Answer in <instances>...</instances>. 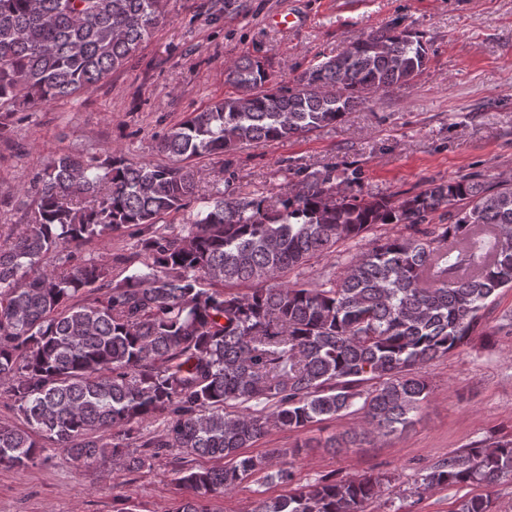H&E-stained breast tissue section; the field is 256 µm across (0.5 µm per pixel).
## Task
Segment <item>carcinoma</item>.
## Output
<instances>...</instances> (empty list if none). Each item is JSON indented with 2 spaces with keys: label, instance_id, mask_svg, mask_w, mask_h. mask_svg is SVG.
Masks as SVG:
<instances>
[{
  "label": "carcinoma",
  "instance_id": "1",
  "mask_svg": "<svg viewBox=\"0 0 512 512\" xmlns=\"http://www.w3.org/2000/svg\"><path fill=\"white\" fill-rule=\"evenodd\" d=\"M168 0H0V141L6 120L93 89L122 67L167 16ZM428 48L390 27L307 68L294 86L268 87L262 60L224 65L235 93L166 132L172 164L120 151L61 154L31 188L28 220L0 241V387L26 426L0 423V467L35 464L48 441L73 461L142 469L172 449L225 460L186 468L192 492L175 512H210L204 499L263 473L242 453L270 424L290 430L357 413L358 435L413 423L430 385L422 369L470 341L487 303L512 288V183L475 177L434 183L403 199L336 189V167L299 180L275 203L235 194L200 198L194 160L288 140L340 120L370 93L409 87ZM203 200L192 225L159 226ZM439 210L448 223L426 227ZM402 224L318 287L282 276L314 256ZM141 236L147 262L112 285L104 260L70 250L116 231ZM246 285L249 292L231 288ZM109 289L103 300L85 297ZM255 401L272 409L257 415ZM234 405L239 411H224ZM161 416L162 432L133 425ZM512 477V439L480 440L419 474L417 493ZM368 475L322 480L256 503L252 512H365L381 493ZM482 495L458 512H490Z\"/></svg>",
  "mask_w": 512,
  "mask_h": 512
}]
</instances>
